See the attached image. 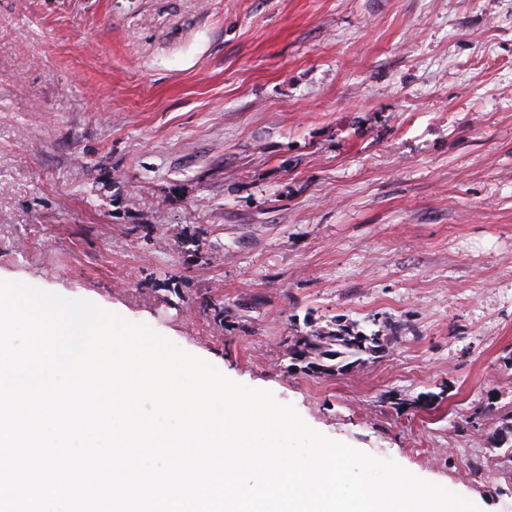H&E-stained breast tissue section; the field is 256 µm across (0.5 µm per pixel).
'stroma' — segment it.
Returning <instances> with one entry per match:
<instances>
[{
	"mask_svg": "<svg viewBox=\"0 0 512 512\" xmlns=\"http://www.w3.org/2000/svg\"><path fill=\"white\" fill-rule=\"evenodd\" d=\"M0 280L512 512V0H0ZM339 327H335V331H312L311 333L303 336H296L288 346L289 355L291 359H295L294 356L302 355L307 356L308 354H318V356H332L336 354H347L350 357H357L353 363L358 361H365L363 355L374 357L383 349V343L381 336L377 333H372L370 336H365V344L362 345L358 341L361 334L352 333L348 325L337 324ZM337 346L342 348L344 351L332 350L329 346ZM375 358V357H374Z\"/></svg>",
	"mask_w": 512,
	"mask_h": 512,
	"instance_id": "35a3bbf8",
	"label": "stroma"
}]
</instances>
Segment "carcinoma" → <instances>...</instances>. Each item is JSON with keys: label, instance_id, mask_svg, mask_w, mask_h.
Here are the masks:
<instances>
[{"label": "carcinoma", "instance_id": "carcinoma-1", "mask_svg": "<svg viewBox=\"0 0 512 512\" xmlns=\"http://www.w3.org/2000/svg\"><path fill=\"white\" fill-rule=\"evenodd\" d=\"M361 334L353 333L348 326L341 325L333 331H313L307 335L297 336L288 346L289 355L306 356L308 354H318L320 356H332L338 354V351L331 349L335 345L344 350V353L357 360H362V356H375L383 349L381 336L373 333L365 337V342H359Z\"/></svg>", "mask_w": 512, "mask_h": 512}]
</instances>
